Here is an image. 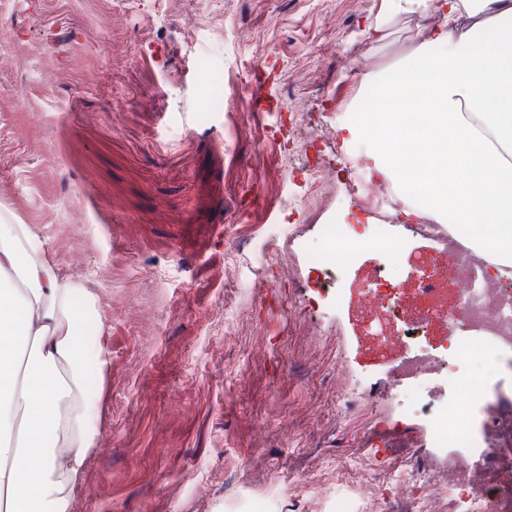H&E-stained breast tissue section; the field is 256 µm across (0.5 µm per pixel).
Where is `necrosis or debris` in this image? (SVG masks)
<instances>
[{
    "instance_id": "necrosis-or-debris-1",
    "label": "necrosis or debris",
    "mask_w": 512,
    "mask_h": 512,
    "mask_svg": "<svg viewBox=\"0 0 512 512\" xmlns=\"http://www.w3.org/2000/svg\"><path fill=\"white\" fill-rule=\"evenodd\" d=\"M420 230L447 255L450 274L471 288L448 312L445 355L415 350L389 377L392 395L422 416L431 441L454 451L443 471L410 467L406 477L413 494L406 512H440L433 499L438 491L455 512H512V488L495 479L498 470L512 468V405L491 373L480 378L473 373L478 363L512 366V290L498 287L485 257L466 248L475 226L425 223ZM437 377L447 394L431 401L425 390Z\"/></svg>"
}]
</instances>
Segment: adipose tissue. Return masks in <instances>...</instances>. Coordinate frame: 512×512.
<instances>
[{"mask_svg":"<svg viewBox=\"0 0 512 512\" xmlns=\"http://www.w3.org/2000/svg\"><path fill=\"white\" fill-rule=\"evenodd\" d=\"M435 15L433 27L378 92L380 111L341 127L344 146L362 145L365 169L389 182L405 216L455 215L479 225L471 247L495 244L488 262L512 277V0H384L366 26L382 41L403 15ZM491 49L475 59L474 47ZM419 108L409 125L393 102ZM426 144L407 164L402 138ZM97 298L49 257L45 239L0 212V512H68L94 446L98 406L85 391L83 329Z\"/></svg>","mask_w":512,"mask_h":512,"instance_id":"adipose-tissue-1","label":"adipose tissue"}]
</instances>
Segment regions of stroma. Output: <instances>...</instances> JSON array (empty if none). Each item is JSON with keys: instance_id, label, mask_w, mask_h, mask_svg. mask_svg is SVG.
Segmentation results:
<instances>
[{"instance_id": "stroma-1", "label": "stroma", "mask_w": 512, "mask_h": 512, "mask_svg": "<svg viewBox=\"0 0 512 512\" xmlns=\"http://www.w3.org/2000/svg\"><path fill=\"white\" fill-rule=\"evenodd\" d=\"M383 0H0V207L99 299L85 333L97 439L69 512H336L417 462L448 464L383 384L395 302L448 261L415 222L320 270L326 224L385 223L340 125L422 19L370 42ZM255 86L264 113L215 96ZM360 240L361 245L377 250L385 259L402 248V244L399 241L387 236L382 231L360 238Z\"/></svg>"}]
</instances>
